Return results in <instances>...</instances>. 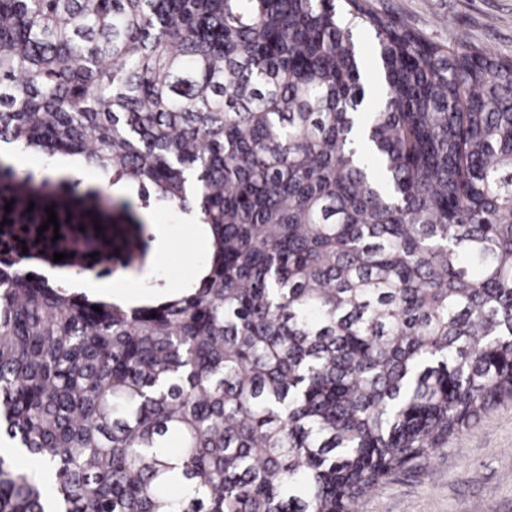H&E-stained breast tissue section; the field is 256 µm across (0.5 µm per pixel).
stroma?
Returning a JSON list of instances; mask_svg holds the SVG:
<instances>
[{"label": "stroma", "mask_w": 512, "mask_h": 512, "mask_svg": "<svg viewBox=\"0 0 512 512\" xmlns=\"http://www.w3.org/2000/svg\"><path fill=\"white\" fill-rule=\"evenodd\" d=\"M427 40L453 48L476 47L512 58V0H371ZM166 225L163 246H151L135 287L179 288L204 262L208 243L185 214L156 210ZM357 512H512V401L472 418L433 451L387 476L362 497Z\"/></svg>", "instance_id": "1"}]
</instances>
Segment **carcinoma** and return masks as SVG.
Instances as JSON below:
<instances>
[{"mask_svg": "<svg viewBox=\"0 0 512 512\" xmlns=\"http://www.w3.org/2000/svg\"><path fill=\"white\" fill-rule=\"evenodd\" d=\"M1 139L209 250L136 307L0 254V512H354L512 400V58L369 0H0ZM75 202L132 262L131 198L0 161V225Z\"/></svg>", "mask_w": 512, "mask_h": 512, "instance_id": "obj_1", "label": "carcinoma"}]
</instances>
